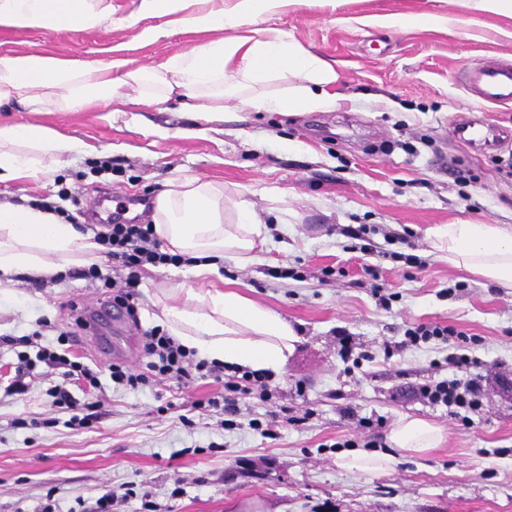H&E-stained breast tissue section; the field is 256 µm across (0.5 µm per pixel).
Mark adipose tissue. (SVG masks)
I'll list each match as a JSON object with an SVG mask.
<instances>
[{
  "label": "adipose tissue",
  "mask_w": 512,
  "mask_h": 512,
  "mask_svg": "<svg viewBox=\"0 0 512 512\" xmlns=\"http://www.w3.org/2000/svg\"><path fill=\"white\" fill-rule=\"evenodd\" d=\"M280 0H141L142 13L177 15L189 29L224 31L279 4ZM111 0H0V26L49 31L85 30L109 22ZM115 61L81 65L30 52L0 53V112H74L91 103L120 111L143 99L157 108L171 103L190 114L220 113L237 100L257 109L290 112L332 109L329 85L337 76L320 56L279 32L253 40L219 39L180 53L156 69L130 67L113 77ZM290 76L291 85L275 94L261 92L267 81ZM81 143L39 125H0V180L46 178L62 154L81 151ZM245 202L219 185L197 177L174 179L159 200L154 230L171 253L195 258L193 273L207 279L230 258L247 266L257 261V240L265 225L247 221ZM238 220L229 223L227 214ZM430 248L449 265L512 288V229L497 224H441L432 229ZM92 233L64 223L42 207L0 208V277L25 273L53 275L70 264L103 261ZM161 324L186 349L229 367L279 373L299 340L286 318L248 297L209 288H176L162 305ZM391 452L341 454L337 464L357 472H382L396 455L422 456L443 441L439 428L416 417H401L388 436Z\"/></svg>",
  "instance_id": "ef3b65f1"
}]
</instances>
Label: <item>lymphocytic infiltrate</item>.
Masks as SVG:
<instances>
[{
	"instance_id": "f902f5d3",
	"label": "lymphocytic infiltrate",
	"mask_w": 512,
	"mask_h": 512,
	"mask_svg": "<svg viewBox=\"0 0 512 512\" xmlns=\"http://www.w3.org/2000/svg\"><path fill=\"white\" fill-rule=\"evenodd\" d=\"M95 240L104 248V253L112 260L111 274H104L98 266L92 265L82 270L81 275L87 279L101 281L104 287L111 289L115 302L125 305L127 310H134L132 301L135 288L139 286V273L146 266L160 267L182 263L183 257L162 251L152 225L139 224L133 221L112 220L105 229L96 231ZM404 346H417L423 343L455 342L456 352L448 356L450 367L473 370L469 380L457 378L421 384L417 392L422 399L433 406L446 408L451 419L468 425L470 413L483 407L485 386L481 374L476 373L480 360L470 354L471 337L452 325L420 323L406 329ZM143 349L153 358L148 373H136L130 367L111 365L110 376L113 383L135 391L145 384L148 374H155L158 380H172L181 385H188L199 379L210 378L223 383V393L207 400L209 407L221 411L227 416H238L239 399L243 396H256L260 400H268L270 384L267 375L242 370L240 375L222 377L218 363L193 359L189 352L162 329L146 332ZM20 366L15 381L10 383L6 391L18 397L25 396L29 386L25 381L37 366L43 363L48 367L60 370L62 382L53 386L51 395L56 407L71 410L69 426L79 428L92 427L100 417V401L77 404L66 387L74 374H81L89 381H96L97 376L86 365L66 358L65 355L45 348L38 349L36 354L20 353Z\"/></svg>"
}]
</instances>
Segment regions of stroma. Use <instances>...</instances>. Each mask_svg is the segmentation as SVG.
<instances>
[{
	"label": "stroma",
	"mask_w": 512,
	"mask_h": 512,
	"mask_svg": "<svg viewBox=\"0 0 512 512\" xmlns=\"http://www.w3.org/2000/svg\"><path fill=\"white\" fill-rule=\"evenodd\" d=\"M429 16V27H389L394 16ZM158 31L153 40L144 30ZM257 29L286 32L330 62L338 105L329 111L265 112L224 104L220 119L190 118L136 101L126 111L94 105L77 112H0V123H39L86 146L64 154L38 181L0 182L4 207L47 203L79 215L89 201L108 209L131 198L154 201L171 180L198 176L246 201L268 233L259 263L225 260L214 287L269 306L300 334L271 396L244 399L232 427L198 401L218 384L170 381L139 392L113 386L108 365L144 370L141 342L110 354L76 335L70 303L102 309L101 282L68 278L35 288L24 277L0 287V512H89L109 491L112 512H512V290L448 265L429 251L439 224L512 228V138L476 149L453 134L462 119L512 131V104L490 105L460 80L463 69L494 53L512 58V17L474 0H281L273 10L218 34L190 30L172 17L142 14L140 0H112V21L83 31L0 27V53L40 51L79 64L124 59L155 68L172 56ZM468 180L457 178L458 171ZM369 224L410 235L425 267L374 252L345 235ZM379 270L378 279L366 267ZM392 293L382 308L373 283ZM189 265L148 268L135 303L143 329L157 326L164 292L195 286ZM452 324L478 339L473 352L487 395L462 427L415 389L452 376L450 346L431 342L385 351L408 325ZM70 331L60 343V331ZM40 332L42 345L100 368L99 389L80 381L77 402L99 397L95 427L68 428L70 410L54 407L58 372L37 368L24 399L3 393L16 374L6 336ZM350 337L360 361L338 352ZM405 415L442 429L441 448L397 457L390 469L351 473L337 464L339 443L389 452V433ZM26 419L20 427L18 419ZM373 428L360 427L361 419Z\"/></svg>",
	"instance_id": "stroma-1"
}]
</instances>
